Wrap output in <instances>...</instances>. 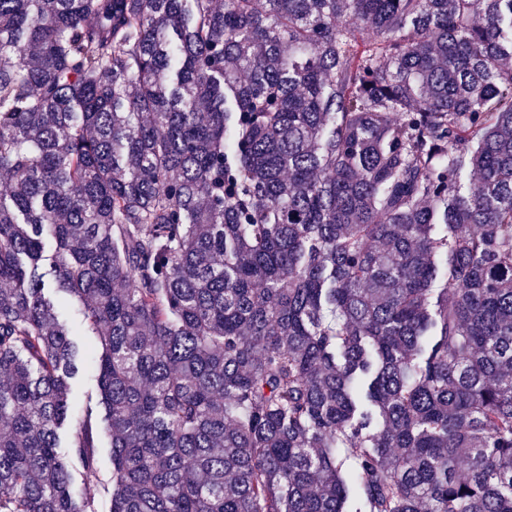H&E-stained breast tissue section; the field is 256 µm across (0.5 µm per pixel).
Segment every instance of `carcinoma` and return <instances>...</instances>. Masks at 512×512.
I'll return each instance as SVG.
<instances>
[{"instance_id": "obj_1", "label": "carcinoma", "mask_w": 512, "mask_h": 512, "mask_svg": "<svg viewBox=\"0 0 512 512\" xmlns=\"http://www.w3.org/2000/svg\"><path fill=\"white\" fill-rule=\"evenodd\" d=\"M0 183V512H94L48 275L111 512H512V0H0ZM62 315L75 336L74 340L79 344L81 353L87 359L84 369L72 380L73 389L71 394V424H67L59 431V443L61 448H67L74 439L75 423L82 417L87 408L92 407L102 416L99 400L98 372L93 365V359L100 352V343L96 336H93L84 320L79 303L71 299L62 309ZM97 426L96 444L98 446V466L102 484L96 493L94 507L96 512H110L111 496L109 490L111 489L112 477V455L110 440L103 432L102 424L98 422Z\"/></svg>"}]
</instances>
